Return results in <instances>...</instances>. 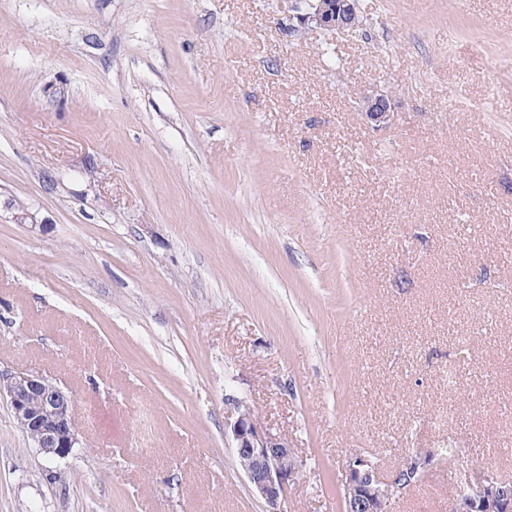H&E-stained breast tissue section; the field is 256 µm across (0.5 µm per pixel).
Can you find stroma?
Returning <instances> with one entry per match:
<instances>
[{"instance_id":"obj_1","label":"stroma","mask_w":512,"mask_h":512,"mask_svg":"<svg viewBox=\"0 0 512 512\" xmlns=\"http://www.w3.org/2000/svg\"><path fill=\"white\" fill-rule=\"evenodd\" d=\"M360 8L0 0V371L80 429L47 460L0 398V512H265L230 396L294 450L284 512H344L355 454L431 458L390 512L512 477V0ZM312 8H304L301 0H286L290 24L289 33L312 30L354 31L360 26L359 0H316ZM361 112L376 128L385 126L393 112L392 98L384 93L368 96L364 99Z\"/></svg>"}]
</instances>
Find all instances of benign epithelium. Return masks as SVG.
<instances>
[{"mask_svg": "<svg viewBox=\"0 0 512 512\" xmlns=\"http://www.w3.org/2000/svg\"><path fill=\"white\" fill-rule=\"evenodd\" d=\"M288 31H354L360 26L359 0H317L306 9L302 0H286ZM393 112L392 98L384 93L364 99L365 119L382 127ZM8 399L19 428L38 452L48 460L66 459L80 444L74 416V398L66 388L34 373H0V397ZM232 420L227 422L232 448L252 494L267 506L266 512L281 508L297 461L288 440L264 432L253 409L240 398L230 397ZM428 461L418 455L407 457L395 476L413 472L424 476ZM406 485L382 478L371 461L353 455L346 466L345 512H388L392 499ZM448 512H512V483L484 470L460 480L448 499Z\"/></svg>", "mask_w": 512, "mask_h": 512, "instance_id": "7a95c632", "label": "benign epithelium"}]
</instances>
